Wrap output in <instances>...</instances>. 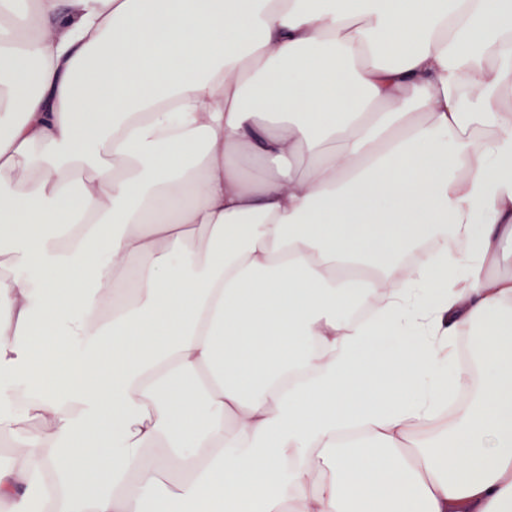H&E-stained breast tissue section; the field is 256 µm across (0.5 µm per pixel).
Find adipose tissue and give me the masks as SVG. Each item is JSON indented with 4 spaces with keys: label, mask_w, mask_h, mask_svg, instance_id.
<instances>
[{
    "label": "adipose tissue",
    "mask_w": 512,
    "mask_h": 512,
    "mask_svg": "<svg viewBox=\"0 0 512 512\" xmlns=\"http://www.w3.org/2000/svg\"><path fill=\"white\" fill-rule=\"evenodd\" d=\"M509 260L512 0H30L0 41V502L512 512Z\"/></svg>",
    "instance_id": "obj_1"
}]
</instances>
